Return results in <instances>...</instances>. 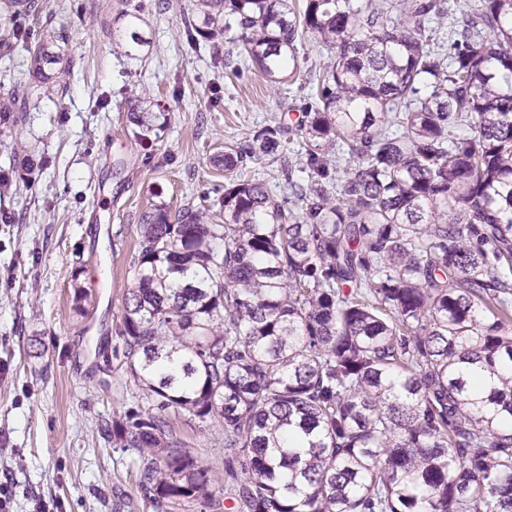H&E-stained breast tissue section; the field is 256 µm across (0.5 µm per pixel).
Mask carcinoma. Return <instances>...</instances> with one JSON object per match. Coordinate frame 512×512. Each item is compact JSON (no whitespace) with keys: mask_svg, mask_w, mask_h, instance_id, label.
<instances>
[{"mask_svg":"<svg viewBox=\"0 0 512 512\" xmlns=\"http://www.w3.org/2000/svg\"><path fill=\"white\" fill-rule=\"evenodd\" d=\"M37 95L72 61L10 25ZM230 17L233 23L224 22ZM448 19V28L432 25ZM230 42L267 82L309 78L294 201L247 179L141 217L121 336L148 407L112 422L154 512L220 509L170 413L224 420L236 512H512V0H196L186 42ZM0 98V126L19 94Z\"/></svg>","mask_w":512,"mask_h":512,"instance_id":"1","label":"carcinoma"}]
</instances>
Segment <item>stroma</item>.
Returning <instances> with one entry per match:
<instances>
[{
	"label": "stroma",
	"mask_w": 512,
	"mask_h": 512,
	"mask_svg": "<svg viewBox=\"0 0 512 512\" xmlns=\"http://www.w3.org/2000/svg\"><path fill=\"white\" fill-rule=\"evenodd\" d=\"M145 44L129 50L117 0H49L17 14L31 33L65 30L74 61L63 93L28 98L0 134V482L11 512H152L136 457L112 445V423L144 403L120 335L140 222L223 187L212 158L266 125L296 126L309 92L272 85L234 53L215 67L208 44L187 53L191 0H131ZM154 150L131 115L153 111ZM35 164L25 182L15 150ZM88 294L76 310L75 290ZM172 436L212 477L224 475V423L189 413Z\"/></svg>",
	"instance_id": "stroma-1"
}]
</instances>
